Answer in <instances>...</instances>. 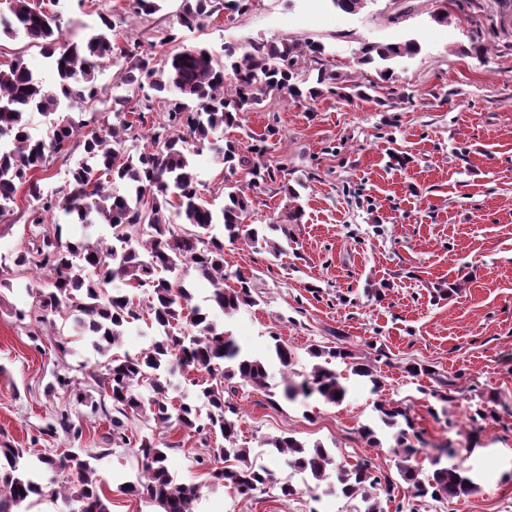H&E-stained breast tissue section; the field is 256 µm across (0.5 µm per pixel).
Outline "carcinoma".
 Returning a JSON list of instances; mask_svg holds the SVG:
<instances>
[{
    "mask_svg": "<svg viewBox=\"0 0 512 512\" xmlns=\"http://www.w3.org/2000/svg\"><path fill=\"white\" fill-rule=\"evenodd\" d=\"M248 9L249 0H182L179 24L192 29L215 15L231 20ZM9 11L3 33L21 34L40 47L57 74L56 86L49 89L21 60L0 68V212L15 202L22 189L33 205L32 223L44 226L33 246L18 251L13 259L17 267L33 265L46 274L47 290L39 291L42 314L35 320L49 324L51 315L66 316L79 334L93 337V346L105 361L89 377L99 393L112 399V443H126V422L140 416L161 428L174 423L189 433L222 438L215 452L224 459V467L210 473L211 482L230 485L244 498L275 486L284 499L297 496L296 485L251 460L252 449L240 442L242 412L229 396L233 379L267 387L266 364L244 353L232 335L210 318L209 307L191 304L186 277L192 272L207 282L210 307L228 316L256 305L249 278L224 271V239H243L275 256L283 254L285 247L270 234L280 231L286 236V224L300 221L299 194L281 175L283 169L265 160L269 139L278 134L274 127L247 144L225 142L218 161L228 176L224 177V206L218 214L202 196L189 146L198 152L211 147L217 130L238 126L244 113L269 99L311 103L320 97L323 85L346 99L363 97L365 91L325 62V46L319 43L253 39L224 46L220 62L205 48L182 46L157 54L139 42L122 43L108 16L101 17L102 31L77 42L66 38L57 16L33 8L30 0H10ZM419 50L413 39L367 42L357 62H391ZM109 63L122 68L120 85L125 89L147 87L154 96L136 102L125 94L112 95L111 107L103 111L113 112L115 122L97 130L84 132L83 124L65 115L42 136L30 131L34 112L53 115L65 107L105 105L97 80ZM226 70L232 72L227 86ZM313 70L316 80L310 86L307 72ZM156 104L163 110L162 118L143 135L139 126L145 122V111ZM143 140L147 145L134 153L126 146ZM78 142L84 159L71 172V189L63 194L41 189L37 174L45 171L50 159L67 155ZM240 173L250 187L279 182L289 199L285 218L258 228L245 224L251 198L232 180ZM116 183L124 186L123 192L112 191ZM57 210L72 224H104L107 235L93 243L65 239L59 220L47 223L44 219ZM176 218L186 229L174 230ZM232 277L235 285L226 284ZM116 281L140 291L146 303L135 301L126 290L111 289ZM145 318L153 330L150 344L136 354L109 355L120 346L126 326ZM274 353L283 371V396L289 401L316 395L326 403L340 404L353 378L370 383L373 393L382 387L378 367L355 360L344 348L309 349L313 363L307 371L294 369L296 353L287 344L276 341ZM191 367L206 369L210 380L196 399L184 398L175 406L169 397L171 383L162 374ZM142 386L149 391L146 397L139 392ZM374 409L379 424L362 426L361 438L376 448L381 445L378 430L392 431L396 467L411 497L450 502L476 491L471 469L459 463L446 465L437 456L431 459L432 468L420 465L422 449L414 442L422 439L406 407L381 401ZM260 446L275 449L290 470L305 475L315 488L324 484V492L341 493L350 512H383L380 494L394 490L372 463L340 465L319 443L310 446L291 436H275L262 440ZM173 448L153 437L141 438L136 450L141 465L135 480L122 483V490L157 512H199L202 486L177 484L169 473L168 450ZM23 458V449L0 444V512H19L21 505L45 496V486L20 468ZM38 461L46 469L77 479L73 486L53 490V496L66 503L79 502L83 512H110V499L82 449L40 455Z\"/></svg>",
    "mask_w": 512,
    "mask_h": 512,
    "instance_id": "1",
    "label": "carcinoma"
}]
</instances>
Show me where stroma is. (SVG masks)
Wrapping results in <instances>:
<instances>
[{
    "label": "stroma",
    "mask_w": 512,
    "mask_h": 512,
    "mask_svg": "<svg viewBox=\"0 0 512 512\" xmlns=\"http://www.w3.org/2000/svg\"><path fill=\"white\" fill-rule=\"evenodd\" d=\"M50 9L63 32L82 41L111 16L130 39L160 41L173 33L182 46L223 55L228 43L250 37H290L323 43L338 71L372 84L370 99L346 101L324 94L313 105L281 100L246 113L240 128L216 133L245 138L268 125L280 134L267 160L288 171L305 215L287 233L281 256L245 241L224 245V267L249 277L255 306L234 316L212 310L242 350L266 360L269 390L239 387L241 437L257 447L266 437L290 435L321 443L337 461L370 459L397 488L384 512H512V0H372L355 14L322 0L321 16L305 0H251L233 20L212 17L189 30L178 23L181 0H163L152 15H133L129 0H31ZM447 8L448 22L431 15ZM416 39L421 50L395 66L392 79L379 65L357 62L366 42ZM23 59L44 85L56 74L39 48L23 36H0V65ZM38 231L28 203L0 214V442L28 449L41 483L57 475L39 468L38 454L82 448L96 457L98 479L111 512H153L122 491L138 471L142 436L171 443L168 467L176 482L202 484L200 512H304L309 493L294 499L278 490L250 498L208 482L221 466L215 438L177 428L129 421L127 444H113L102 410L77 402L94 394L89 377L100 355L72 320L35 325L15 309L35 308L36 294L13 287L12 259ZM282 339L310 366V348L342 346L357 359L385 353V386L375 395L350 382L342 404L281 399L282 373L271 347ZM66 350H59V342ZM431 366L435 377L414 378L408 364ZM69 377L74 387L56 386ZM457 377L453 402L432 397L441 380ZM406 405L426 446L450 443L448 463L479 475L469 497L438 503L410 497L400 485L388 448H371L358 434L374 420L376 398ZM492 414L471 426L469 410ZM72 434H50L60 414Z\"/></svg>",
    "instance_id": "35a3bbf8"
}]
</instances>
